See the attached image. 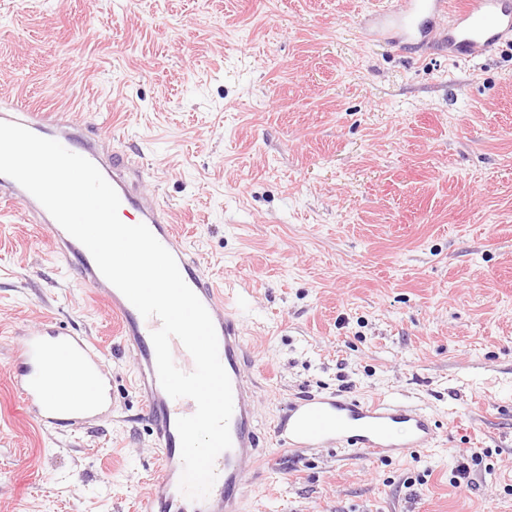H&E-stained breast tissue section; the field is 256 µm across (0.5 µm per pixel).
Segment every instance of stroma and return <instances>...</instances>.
Listing matches in <instances>:
<instances>
[{
    "instance_id": "stroma-1",
    "label": "stroma",
    "mask_w": 512,
    "mask_h": 512,
    "mask_svg": "<svg viewBox=\"0 0 512 512\" xmlns=\"http://www.w3.org/2000/svg\"><path fill=\"white\" fill-rule=\"evenodd\" d=\"M376 0H0V100L138 151L253 356L270 452L243 512H512V41L472 60L370 35ZM101 345L115 408L19 416L18 326ZM109 305L0 206V512H142L159 449ZM430 414L433 448L283 452L299 397ZM465 451L483 453L454 486Z\"/></svg>"
}]
</instances>
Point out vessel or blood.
I'll return each mask as SVG.
<instances>
[{"label":"vessel or blood","mask_w":512,"mask_h":512,"mask_svg":"<svg viewBox=\"0 0 512 512\" xmlns=\"http://www.w3.org/2000/svg\"><path fill=\"white\" fill-rule=\"evenodd\" d=\"M443 20L435 40L446 43L452 59L486 54L512 36V0H399L397 6L373 12L378 32L396 31L401 39L424 36L423 26H412L415 15ZM0 121L24 126L38 136L54 139L101 171L120 198L121 210L134 211L159 242L174 256L186 284L211 316L219 343V357L232 386L233 413L229 422L232 446L215 461L216 480L207 498L193 501L179 489L182 472L179 417L192 415V399L171 398L162 388L151 339L158 318H144L98 269L88 249L68 234L42 204L14 179L0 175V201L17 205L29 223L44 230L81 281L104 297L115 315L120 333L135 356L133 385L145 399L147 418L160 451L159 474L144 497L143 512H241L240 502L251 468L259 460L260 436L255 427L254 395L246 370L253 359L242 331L225 306L226 295L202 273L199 260L175 232L167 208L144 190L143 176L120 152L100 151L82 128L61 111L33 109L14 102L0 104ZM64 352L71 373L61 378L56 393L46 379L54 352ZM8 375L22 416L55 432L75 431L112 413V381L101 348L90 338L47 320L19 331L10 346ZM93 384L88 399L71 398L78 382ZM435 426L420 409L378 398L358 401L341 395H310L292 403L288 420L278 425V446L294 451L324 446L367 451L377 458H403L414 448L430 447Z\"/></svg>","instance_id":"obj_1"}]
</instances>
